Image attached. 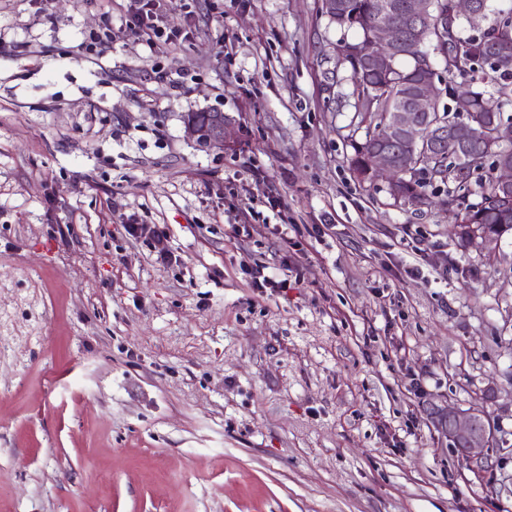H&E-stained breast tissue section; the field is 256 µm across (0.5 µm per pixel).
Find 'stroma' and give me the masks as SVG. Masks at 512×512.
<instances>
[{
  "label": "stroma",
  "mask_w": 512,
  "mask_h": 512,
  "mask_svg": "<svg viewBox=\"0 0 512 512\" xmlns=\"http://www.w3.org/2000/svg\"><path fill=\"white\" fill-rule=\"evenodd\" d=\"M104 8L0 0V512H512V236L484 257L356 180L355 31L167 0L186 40L85 58ZM440 400L495 446L453 456ZM221 114L217 112H191L187 115V123L186 130L189 136L195 140V142H200L204 148H212L215 145H224V122L218 129V134L213 138H206L204 136L203 131L195 124H205L212 116H220ZM223 117V115H221ZM194 122V123H193ZM207 143V144H206ZM208 145V146H206Z\"/></svg>",
  "instance_id": "stroma-1"
}]
</instances>
